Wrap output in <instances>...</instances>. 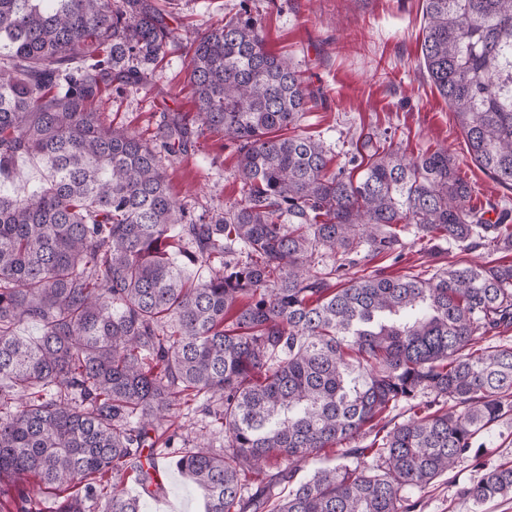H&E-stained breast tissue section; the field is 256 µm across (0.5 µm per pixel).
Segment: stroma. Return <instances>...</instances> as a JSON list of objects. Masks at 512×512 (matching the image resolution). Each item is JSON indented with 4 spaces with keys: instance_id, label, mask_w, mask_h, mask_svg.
<instances>
[{
    "instance_id": "stroma-1",
    "label": "stroma",
    "mask_w": 512,
    "mask_h": 512,
    "mask_svg": "<svg viewBox=\"0 0 512 512\" xmlns=\"http://www.w3.org/2000/svg\"><path fill=\"white\" fill-rule=\"evenodd\" d=\"M244 4L260 20L268 50L290 54L305 83L323 94L324 105L306 113L300 129L330 146L335 166L346 163L352 137L373 130L390 137L393 149L409 156L447 150L472 187V205L485 210L488 219L497 220L500 209H512V190L475 164L447 102L428 78L420 58L423 0H174L177 17L192 34L223 23ZM100 107L108 120L151 139L163 108L194 109L184 53L165 57L151 89L105 93ZM235 166L234 146L222 137L206 136L187 157L169 166L171 191L194 215L207 214L238 199ZM402 239L401 258L375 257L366 271L427 276L461 260L502 258L489 245L464 251L452 242L422 240L412 227ZM177 423L179 434L190 442H203L217 453L223 450L224 436L201 403L182 407ZM485 442L481 458H465L430 486L411 490V499L420 503L417 512H471L457 490L477 480L483 464L512 461V416L495 425ZM164 465L171 481L160 492L145 494L130 480L122 483V491L140 497L143 512H203L197 490L176 470L174 460L165 459Z\"/></svg>"
}]
</instances>
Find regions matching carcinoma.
<instances>
[{"label":"carcinoma","mask_w":512,"mask_h":512,"mask_svg":"<svg viewBox=\"0 0 512 512\" xmlns=\"http://www.w3.org/2000/svg\"><path fill=\"white\" fill-rule=\"evenodd\" d=\"M423 2L428 76L474 162L512 190V0ZM169 5L0 0V178L23 156L47 171L39 190L0 192V512L13 489L55 493L51 512H142L118 483L153 484L174 438L152 434L183 397L224 431L223 453L176 459L205 512H415L408 491L512 416V344L480 346L512 327V261L336 274L400 248L402 224L511 252L509 212L489 223L448 152L408 157L374 132L353 144L358 179L332 170L297 132L314 92L251 10L185 40ZM180 50L195 112L160 113L150 141L106 123L103 89L149 88ZM208 133L235 147L239 198L205 218L164 160ZM25 321L41 335L19 336ZM327 448L334 466L294 480ZM273 459L286 468L243 499ZM458 496L472 512L511 497L512 461Z\"/></svg>","instance_id":"obj_1"}]
</instances>
